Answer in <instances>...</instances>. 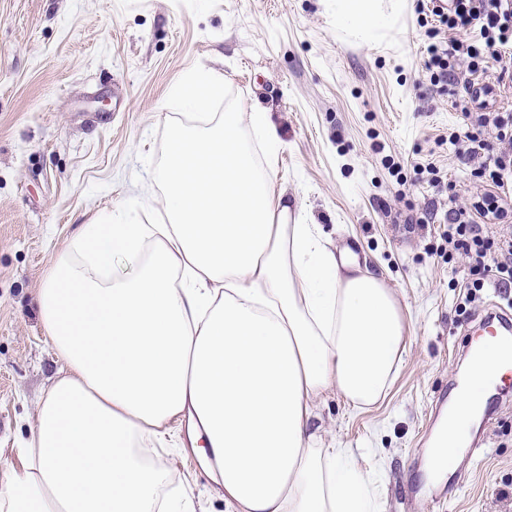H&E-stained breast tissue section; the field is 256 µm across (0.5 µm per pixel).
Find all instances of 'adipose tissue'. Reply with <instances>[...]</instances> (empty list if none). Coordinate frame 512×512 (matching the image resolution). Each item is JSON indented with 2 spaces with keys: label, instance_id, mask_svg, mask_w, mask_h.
<instances>
[{
  "label": "adipose tissue",
  "instance_id": "ef3b65f1",
  "mask_svg": "<svg viewBox=\"0 0 512 512\" xmlns=\"http://www.w3.org/2000/svg\"><path fill=\"white\" fill-rule=\"evenodd\" d=\"M327 2L337 30L378 44L407 0ZM223 94L207 72L172 93L195 115L170 125L153 170L166 223L107 216L53 262L37 302L66 373L39 404L21 470H4L0 512H187L146 449L179 415L239 512H375L370 472L310 421L324 393L356 407L387 393L403 308L275 194L245 135L277 151L274 125L237 104L210 111ZM510 367L495 353L471 362L448 416L450 458L488 376Z\"/></svg>",
  "mask_w": 512,
  "mask_h": 512
}]
</instances>
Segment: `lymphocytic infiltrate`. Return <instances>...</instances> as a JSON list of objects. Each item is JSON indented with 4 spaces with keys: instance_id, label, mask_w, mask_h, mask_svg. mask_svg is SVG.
<instances>
[{
    "instance_id": "1",
    "label": "lymphocytic infiltrate",
    "mask_w": 512,
    "mask_h": 512,
    "mask_svg": "<svg viewBox=\"0 0 512 512\" xmlns=\"http://www.w3.org/2000/svg\"><path fill=\"white\" fill-rule=\"evenodd\" d=\"M417 11L434 17L442 34L426 47L430 82L464 89L455 103L463 129L448 142L476 164L478 180L469 211L449 210L441 236L449 257L468 261L462 300L469 305L484 288H512V113L490 108L505 83L486 75L489 60L512 49V0H419Z\"/></svg>"
}]
</instances>
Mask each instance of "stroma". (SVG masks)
I'll list each match as a JSON object with an SVG mask.
<instances>
[{
  "mask_svg": "<svg viewBox=\"0 0 512 512\" xmlns=\"http://www.w3.org/2000/svg\"><path fill=\"white\" fill-rule=\"evenodd\" d=\"M434 25L407 6L375 48L341 39L321 0H0V464L21 466L38 402L65 368L36 305L52 261L105 210L131 205L159 223L148 185L171 93L203 70L276 126V192L382 275L404 310L386 398L357 409L325 393L311 428L379 472L380 512H413L435 401L453 398L468 364L456 287L467 266L449 263L430 217L464 205L476 181L448 142L456 97L425 77ZM429 161L441 187L413 170ZM171 470L194 512H233L195 448ZM438 512H512V386Z\"/></svg>",
  "mask_w": 512,
  "mask_h": 512,
  "instance_id": "35a3bbf8",
  "label": "stroma"
}]
</instances>
